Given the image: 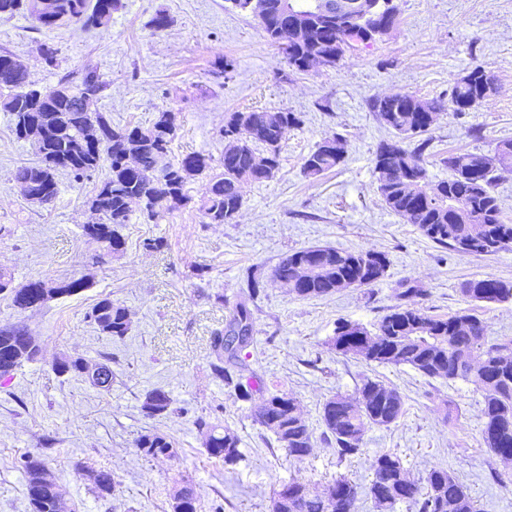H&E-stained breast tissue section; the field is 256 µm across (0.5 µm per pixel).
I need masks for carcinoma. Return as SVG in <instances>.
Listing matches in <instances>:
<instances>
[{"instance_id":"carcinoma-1","label":"carcinoma","mask_w":512,"mask_h":512,"mask_svg":"<svg viewBox=\"0 0 512 512\" xmlns=\"http://www.w3.org/2000/svg\"><path fill=\"white\" fill-rule=\"evenodd\" d=\"M235 7L254 11L268 41L283 53L289 67L299 72L312 68L310 57L321 56L336 65L345 51L375 41L372 32L380 24L392 27L396 12L389 0L379 2L377 17H350L341 22L313 11L316 0H293L296 8L311 18L307 39L293 38L280 16L281 0H229ZM120 0H47L42 14L34 15L29 0H0V17L21 12L35 16L42 28L65 22H80L100 30L109 28ZM13 54L0 51V111L7 113L18 139L23 129L39 119H47L55 136L34 139L32 145L41 157L38 166H20L13 180L29 183L38 194H45L42 205L51 204L60 192L57 174L65 172L79 181L106 168L105 178L90 201L98 215L94 224L82 225L83 236L100 245L103 256L119 257L126 248L122 229L129 223L131 200L141 198V211L158 222L186 206L187 182L200 175L209 177L199 210L208 224H234L244 205V187L273 177L279 167L280 144L300 118L286 110L231 112L224 117L222 171L213 172V159L203 152H190L177 161L169 159L176 136L174 114L165 110L146 128L114 127L104 112L93 111L90 102L101 96L105 82L94 70L63 76L56 85L30 87L28 73L12 62ZM495 88L494 78L481 64H475L454 81L449 97L454 110L468 112L487 98ZM372 110L393 140L380 145L374 157L378 191L391 212L404 223L415 225L433 242L467 255L494 254L512 247V224L501 214L495 192L497 172L512 168V141H503L493 155L452 153L443 159L448 177L432 181L424 161L430 140L424 137L436 115L444 110L439 100L420 99L407 93L376 98ZM266 149L259 156L257 147ZM344 161L342 140L333 135L322 138L309 153L302 171L317 177ZM390 266L388 256L375 251H349L333 246H311L288 252L273 273L289 292L302 299L319 298L343 288H364L382 280ZM262 277L247 279V292L236 303L224 329L212 339L214 359L211 375L224 383L236 397L251 403L253 421L270 433L289 458L303 461L315 447L313 429L299 411L297 398L286 392H270L262 378L244 376L238 351L253 338L254 310L261 293ZM40 286L41 304L58 297H71L91 287L84 276L59 282L43 279L15 283L14 276L0 267V295L19 309V299ZM469 302L489 307L512 302V281L485 276L465 281L460 288ZM424 290L409 280L398 283L396 299L373 329L359 322L336 323L329 346L345 357L361 358L377 366H408L431 379H462L480 397L481 439L498 459L512 460V340L499 341L487 336L485 321L473 310L461 309L448 316L429 315L410 303ZM104 335L122 339L130 331L128 310L110 297L98 300L87 315ZM28 332L21 324L0 326V378H7L27 362L36 359L29 348ZM61 375L82 378L91 385L109 390L114 372L107 362L89 364L81 357L64 356L53 364ZM175 399L162 389L146 393L141 411L147 417L174 411ZM404 402L397 389L365 376L355 388V396L335 394L323 404L320 419L323 439L336 446L340 457L362 451L363 436L371 427H388L403 414ZM197 427L205 434V453L211 459L233 466L241 461L242 440L234 429L204 418ZM140 454L149 459L179 458L171 437L146 431L136 440ZM25 491L30 512H64L63 494L47 469L42 455L28 452L21 457ZM372 478L365 489L378 512H395L408 504L415 512H479L468 487L443 467H432L420 485L411 480L402 460L382 452L371 462ZM99 496L111 494L112 472H90ZM360 487L345 477L329 482L319 494L308 485L292 479L275 490L269 512H356ZM172 512H197L193 485L182 479L171 495Z\"/></svg>"}]
</instances>
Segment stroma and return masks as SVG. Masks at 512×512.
<instances>
[{"instance_id": "obj_1", "label": "stroma", "mask_w": 512, "mask_h": 512, "mask_svg": "<svg viewBox=\"0 0 512 512\" xmlns=\"http://www.w3.org/2000/svg\"><path fill=\"white\" fill-rule=\"evenodd\" d=\"M393 3L399 22L386 35L370 47L347 50L336 66L307 72L289 68L257 19L230 0H121L105 32L78 23L47 30L25 14L0 18V51L12 53L36 87L92 69L108 84L95 108L113 126L146 127L158 112L172 111L178 130L171 159L195 151L220 159L219 130L230 112L283 109L301 119L281 142L274 176L246 186L236 223H204L196 202L206 180L196 177L185 186L186 207L158 224L132 212L123 230L124 254L96 264V246L81 227L96 220L88 201L101 174L78 182L60 175L53 203L28 204L12 175L40 158L0 112V266L19 283L81 275L92 282L79 295L33 311L0 296V326L24 324L41 346L38 359L0 387V512H29L19 458L33 449L61 485L68 512H170L169 491L181 478L193 483L201 512H268L273 490L294 478L315 491L339 476L368 486L370 462L384 451L397 453L418 482L432 466L448 467L469 488L479 512H512V462L492 456L481 442L479 397L470 384L369 365L328 346L338 320L376 324L395 304L401 280L425 288L419 307L441 316L466 307L460 293L465 280H512V249L462 255L386 208L373 159L392 135L371 110L374 97L390 93L447 99L454 80L479 63L494 75L496 91L474 110L441 112L425 153L430 176L447 177L440 160L448 153L490 155L512 140V0ZM160 8L172 24L157 33L148 22ZM44 44L55 49L54 64L44 61ZM222 59L229 63L223 74L217 67ZM331 135L344 143V163L306 177L304 157ZM148 239L164 245L145 248ZM315 245L380 251L390 266L373 285L294 298L272 269L289 251ZM253 269L263 289L253 341L240 360L268 388L298 399L316 436L301 462L268 448L269 437L253 422L248 403L210 374L211 337L223 329ZM104 297L130 314L124 339L102 336L85 318ZM64 354L91 363L110 356L117 374L111 390L58 376L52 364ZM365 376L396 388L405 412L390 427L367 430L361 453L342 459L321 436L319 411L330 396L353 393ZM156 388L173 396L178 412L145 417L144 395ZM208 416L242 438L243 458L232 472L205 454L196 421ZM147 430L173 437L178 460L142 457L135 441ZM92 469L111 471L115 487L108 500L92 492Z\"/></svg>"}]
</instances>
